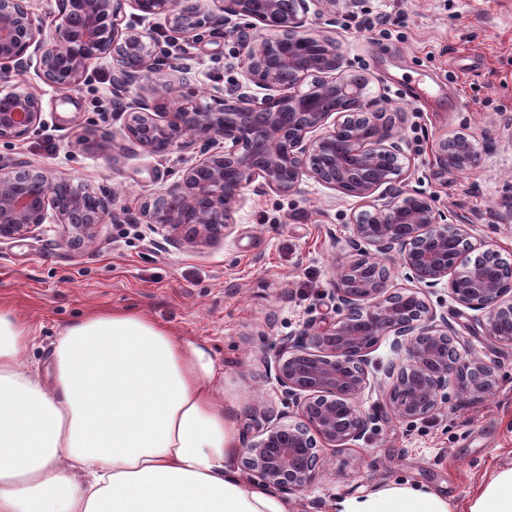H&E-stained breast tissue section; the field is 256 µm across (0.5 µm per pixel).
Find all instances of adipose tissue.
Instances as JSON below:
<instances>
[{"label": "adipose tissue", "instance_id": "obj_1", "mask_svg": "<svg viewBox=\"0 0 512 512\" xmlns=\"http://www.w3.org/2000/svg\"><path fill=\"white\" fill-rule=\"evenodd\" d=\"M33 330L0 309V512H293L235 460L242 436L206 342L143 314L94 313L31 372ZM333 512H454L406 483L337 499ZM464 512H512V465Z\"/></svg>", "mask_w": 512, "mask_h": 512}]
</instances>
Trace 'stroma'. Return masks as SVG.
<instances>
[{
  "label": "stroma",
  "mask_w": 512,
  "mask_h": 512,
  "mask_svg": "<svg viewBox=\"0 0 512 512\" xmlns=\"http://www.w3.org/2000/svg\"><path fill=\"white\" fill-rule=\"evenodd\" d=\"M384 12L391 25L366 27V19ZM121 17L164 47L158 77L192 65L198 105L214 104L245 82L241 44L231 30L174 39L164 17L140 18L131 0H124ZM305 25L336 39L342 73L367 80L365 99L404 113L401 187L431 196L446 224L473 225L476 240L512 262V0H355L332 12L309 11ZM424 86L430 95L422 99ZM0 91L35 93L43 110L36 130L0 141V158L70 175L111 195L131 216L126 224L101 225L77 254L50 228L0 244V306L34 331L30 368L47 370L56 336L89 313L146 314L176 335L208 343L219 388L236 407L243 443H250L265 424L263 411L284 408L264 355L282 339L298 338L306 324L334 317L335 273L358 256L353 224L392 201V190L383 186L359 198L306 179L281 193L255 181L223 239L176 246L165 229L145 223L142 211L184 166L223 150V140L194 137L163 156L121 141L130 114L112 107L108 59L89 65L77 91L47 85L33 68L12 71ZM458 133L470 135L484 164L438 178V144ZM427 299L447 317L463 357L496 366L497 386L477 401L449 394L432 415L412 423L378 415L380 393L366 389L356 403L373 415L370 429L326 450L320 477L289 493L299 512H332L337 497L391 483L428 487L458 510L496 469L512 464V346L493 345L484 334L486 310L461 306L446 286L429 289Z\"/></svg>",
  "instance_id": "obj_1"
}]
</instances>
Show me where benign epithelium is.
<instances>
[{
  "mask_svg": "<svg viewBox=\"0 0 512 512\" xmlns=\"http://www.w3.org/2000/svg\"><path fill=\"white\" fill-rule=\"evenodd\" d=\"M122 0H57L62 24L47 35L27 0H0V69L23 70L37 59L42 80L76 91L94 59H112V86L133 94L134 115L121 130L124 140L159 155L205 130L224 140L214 152L181 170L158 202L143 209L150 226L173 234V244L214 241L235 224L243 190L260 177L282 193L294 191L303 178L341 193L367 197L379 187L396 184L401 175L400 115L374 110L365 101L362 80L336 76L341 56L336 41L310 33L305 16L310 5L325 3L336 11L339 0H133L140 17L163 15L170 30L195 39L201 28L222 31L237 20L254 19L267 36L255 44L241 35L248 78L270 91L262 100L238 87L224 100L230 112L169 104L173 85L187 86L191 69L172 68V77H154L160 42L133 25L122 26ZM295 42L313 43L315 53L288 50ZM312 79V89L297 87ZM42 121V103L34 94L13 92L0 97V141L24 137ZM440 173H466L484 163L468 135L459 133L439 144ZM67 184L73 192L50 197L44 187ZM122 222L112 198L67 176L43 170L27 160H0V243L32 236L44 224L55 226L66 245L78 251L99 226ZM473 248L471 225L438 223L432 199L398 190L397 200L358 218L352 245L361 257L347 262L333 281L339 317L310 325L296 342L282 340L273 355L276 381L298 421H267L260 438L246 445L243 468L280 491H302L320 475L322 451L360 439L371 417L356 398L376 385L386 408L397 419L413 422L434 413L448 385L477 399L493 389L494 366L448 358L453 341L448 318L437 315L426 289L446 283L454 300L488 313L486 335L512 345L500 326L512 325V295L484 272L497 261L488 247L482 261L470 267L469 284L459 287L460 271L448 260V235ZM398 257L414 286L387 288L389 272L372 253ZM392 337L396 358L369 379L368 353L378 341ZM310 340L315 350L306 346Z\"/></svg>",
  "mask_w": 512,
  "mask_h": 512,
  "instance_id": "benign-epithelium-1",
  "label": "benign epithelium"
}]
</instances>
